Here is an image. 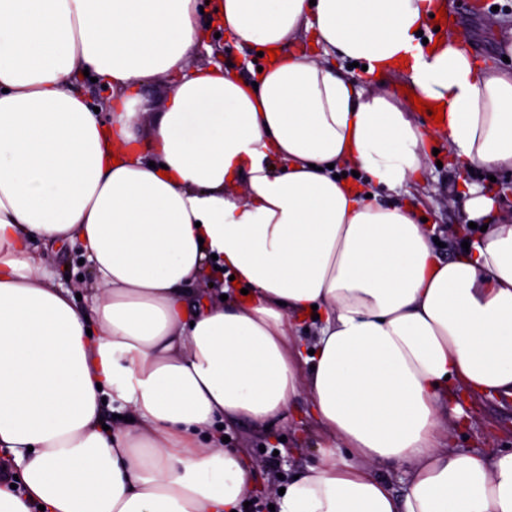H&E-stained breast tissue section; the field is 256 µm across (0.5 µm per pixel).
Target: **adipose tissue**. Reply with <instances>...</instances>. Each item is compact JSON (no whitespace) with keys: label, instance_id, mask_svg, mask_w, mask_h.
<instances>
[{"label":"adipose tissue","instance_id":"adipose-tissue-1","mask_svg":"<svg viewBox=\"0 0 512 512\" xmlns=\"http://www.w3.org/2000/svg\"><path fill=\"white\" fill-rule=\"evenodd\" d=\"M440 7L0 0V449L21 477L0 512H236L252 476L223 425L263 427L301 395L324 459L277 512H512V452L455 451L440 416L454 384L512 395V219L468 187L486 230L443 260L411 203L371 195L422 180L438 142L456 167L512 168V70L455 32L428 49ZM214 23L278 58L252 84L196 64ZM332 53L404 74L443 123L356 89ZM63 241L88 263L80 298L51 268ZM218 270L240 283L225 300ZM110 410L125 420L106 429Z\"/></svg>","mask_w":512,"mask_h":512}]
</instances>
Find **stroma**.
<instances>
[{
  "instance_id": "stroma-1",
  "label": "stroma",
  "mask_w": 512,
  "mask_h": 512,
  "mask_svg": "<svg viewBox=\"0 0 512 512\" xmlns=\"http://www.w3.org/2000/svg\"><path fill=\"white\" fill-rule=\"evenodd\" d=\"M457 14V30L475 51L478 61L490 58L499 40L512 33V0H447ZM436 164L430 165L424 181L408 190L394 193L380 191V202L406 200L416 206L426 218L434 235L442 242L439 254L451 257L462 246L459 238L449 235L453 224H463L467 216L460 207L450 206L449 200L459 183L480 186L483 193L498 200L500 206L512 205V173L485 167L457 169L447 166L448 147L439 144ZM464 414L454 436V446L460 451L493 454L512 450V397L485 396L462 398ZM306 397L297 398L274 425L272 434L253 427L243 419L226 428L230 447L238 449L254 473V488L250 502L267 512L273 499L267 492L277 474H293L306 470L321 458L316 432L306 412Z\"/></svg>"
}]
</instances>
